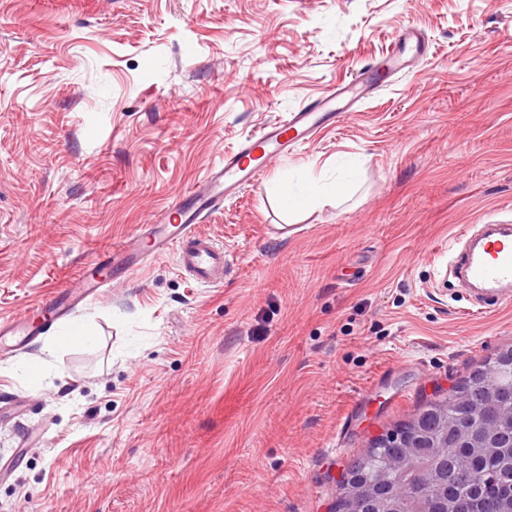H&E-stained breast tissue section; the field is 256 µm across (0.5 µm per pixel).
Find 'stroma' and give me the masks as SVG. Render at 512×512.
Masks as SVG:
<instances>
[{"mask_svg": "<svg viewBox=\"0 0 512 512\" xmlns=\"http://www.w3.org/2000/svg\"><path fill=\"white\" fill-rule=\"evenodd\" d=\"M425 54L272 159L174 254L0 351V512H333L376 437L512 347L467 314L448 246L512 224V0H0V322L66 286L260 128ZM347 178L296 211L273 179ZM40 358L41 384L26 363ZM69 331L73 333V336H81L80 338L74 339L71 338ZM94 332L91 324H76L68 329L61 331L54 340V343L59 347H67L72 345L75 342H79L81 344H87L93 340Z\"/></svg>", "mask_w": 512, "mask_h": 512, "instance_id": "1", "label": "stroma"}]
</instances>
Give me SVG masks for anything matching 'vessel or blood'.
Instances as JSON below:
<instances>
[{
	"instance_id": "b4317fda",
	"label": "vessel or blood",
	"mask_w": 512,
	"mask_h": 512,
	"mask_svg": "<svg viewBox=\"0 0 512 512\" xmlns=\"http://www.w3.org/2000/svg\"><path fill=\"white\" fill-rule=\"evenodd\" d=\"M398 50L390 52L383 64L387 69L402 68L401 47L414 45L424 50L421 34L401 28ZM374 91L368 78L336 87L329 95L307 102L287 119L268 125L247 138L237 149L226 153L224 162L213 167L207 177L181 193L175 206L156 223L146 225L139 236L113 245L108 266L87 268L76 284L52 292L40 306L29 310L8 326H0V335L11 337L15 345H24L41 333L45 325L69 319L86 300L99 296L108 283L109 270L131 272L138 269L146 256L175 253L180 267L203 286L223 283L229 258L215 249L196 231L201 216L221 206L232 195L256 179L262 170L261 159L287 154L289 149L305 143L321 127L336 119L338 113L350 111L357 101ZM462 246L453 259L451 271L472 285L477 302L476 314L512 303V225L484 224L461 236Z\"/></svg>"
}]
</instances>
